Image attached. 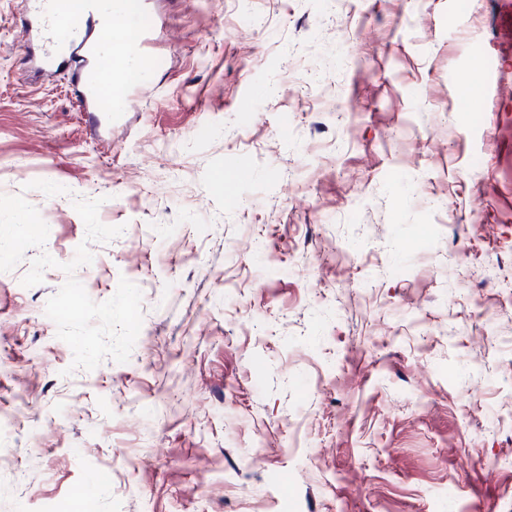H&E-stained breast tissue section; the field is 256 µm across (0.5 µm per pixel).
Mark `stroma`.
<instances>
[{
  "mask_svg": "<svg viewBox=\"0 0 512 512\" xmlns=\"http://www.w3.org/2000/svg\"><path fill=\"white\" fill-rule=\"evenodd\" d=\"M20 2L0 512H512V0H141L99 135Z\"/></svg>",
  "mask_w": 512,
  "mask_h": 512,
  "instance_id": "stroma-1",
  "label": "stroma"
}]
</instances>
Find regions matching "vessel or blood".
<instances>
[{
  "label": "vessel or blood",
  "instance_id": "vessel-or-blood-1",
  "mask_svg": "<svg viewBox=\"0 0 512 512\" xmlns=\"http://www.w3.org/2000/svg\"><path fill=\"white\" fill-rule=\"evenodd\" d=\"M57 2L22 0L20 4V21L31 34L29 63L38 72L68 70L76 99L94 120L124 111L130 94L126 85L116 84V73L127 59H148L145 42L117 46L113 59L103 60L99 46L110 34L108 11L100 8L99 0H88L87 8L63 26L58 22Z\"/></svg>",
  "mask_w": 512,
  "mask_h": 512
}]
</instances>
